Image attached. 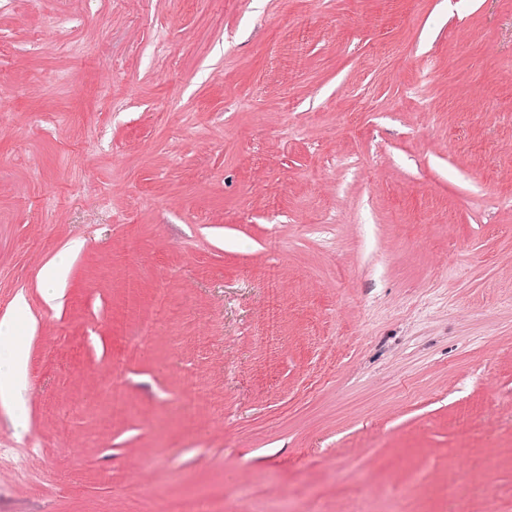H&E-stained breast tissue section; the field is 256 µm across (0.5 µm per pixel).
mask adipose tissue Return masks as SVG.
Returning a JSON list of instances; mask_svg holds the SVG:
<instances>
[{
  "mask_svg": "<svg viewBox=\"0 0 512 512\" xmlns=\"http://www.w3.org/2000/svg\"><path fill=\"white\" fill-rule=\"evenodd\" d=\"M28 331L29 322L24 316L0 320V399L14 403L12 423L19 431L27 428L21 387L29 359Z\"/></svg>",
  "mask_w": 512,
  "mask_h": 512,
  "instance_id": "adipose-tissue-1",
  "label": "adipose tissue"
}]
</instances>
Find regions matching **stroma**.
Here are the masks:
<instances>
[{
  "mask_svg": "<svg viewBox=\"0 0 512 512\" xmlns=\"http://www.w3.org/2000/svg\"><path fill=\"white\" fill-rule=\"evenodd\" d=\"M0 101V512H512V0H0ZM29 325L22 315L0 322V399L14 403L12 423L17 431L27 429L21 387L29 359Z\"/></svg>",
  "mask_w": 512,
  "mask_h": 512,
  "instance_id": "1",
  "label": "stroma"
}]
</instances>
